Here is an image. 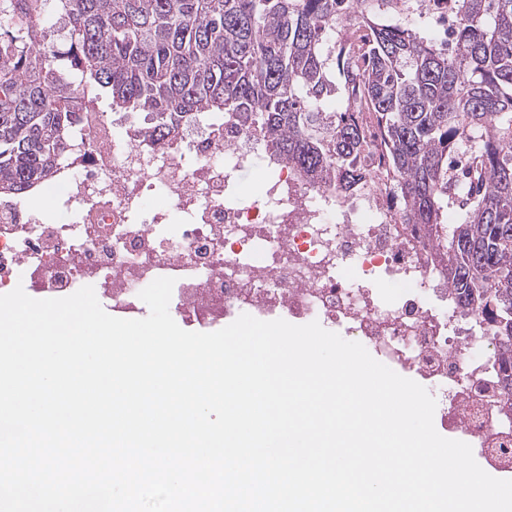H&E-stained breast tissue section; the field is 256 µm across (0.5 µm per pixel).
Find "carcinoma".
Returning a JSON list of instances; mask_svg holds the SVG:
<instances>
[{
	"instance_id": "1",
	"label": "carcinoma",
	"mask_w": 512,
	"mask_h": 512,
	"mask_svg": "<svg viewBox=\"0 0 512 512\" xmlns=\"http://www.w3.org/2000/svg\"><path fill=\"white\" fill-rule=\"evenodd\" d=\"M44 2L0 0V196L53 177L100 91L152 114L144 136L166 146L205 112L249 120L273 164L350 196L366 178L358 102L402 223L433 234L450 293L512 354V0H450L449 49L382 18L393 0H66L61 50Z\"/></svg>"
}]
</instances>
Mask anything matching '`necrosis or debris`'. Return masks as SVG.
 I'll return each mask as SVG.
<instances>
[{
  "label": "necrosis or debris",
  "mask_w": 512,
  "mask_h": 512,
  "mask_svg": "<svg viewBox=\"0 0 512 512\" xmlns=\"http://www.w3.org/2000/svg\"><path fill=\"white\" fill-rule=\"evenodd\" d=\"M363 124L370 178L353 199L280 166L244 201L238 175L263 159L252 132L209 121L163 149L129 119L89 109L41 186L71 222H44L0 197V288L64 296L90 285L113 316L136 319L139 292L171 277L170 307L188 325L247 313L344 328L377 361L437 392L442 428L512 474V399L499 392L491 324L453 299L425 228L391 210L383 148L374 122ZM156 192L160 203L147 207ZM385 283L396 292L384 294Z\"/></svg>",
  "instance_id": "4bbe7bcc"
}]
</instances>
